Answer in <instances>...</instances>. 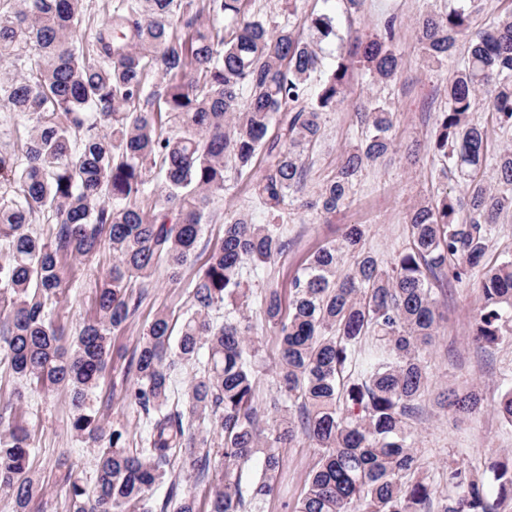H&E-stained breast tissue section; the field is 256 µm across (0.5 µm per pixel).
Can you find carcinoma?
<instances>
[{
  "label": "carcinoma",
  "instance_id": "1",
  "mask_svg": "<svg viewBox=\"0 0 512 512\" xmlns=\"http://www.w3.org/2000/svg\"><path fill=\"white\" fill-rule=\"evenodd\" d=\"M248 0H112L106 18L77 46L86 0H0V123L20 149L0 150V367L44 392L65 391L71 429L95 451L89 484L68 479L70 512H199L182 480L221 471L208 512H263L282 467L280 449L306 437L319 449L291 512H503L512 502V455L490 463L491 478L459 463L443 473L439 496L422 471L411 421L427 386L421 353L441 315L432 279L468 276L489 249L494 224L512 213V148L490 162L488 130L470 114L477 99L512 128V17L470 31L475 0L416 21L427 61L440 65L458 41L467 56L448 84L427 152L462 179L415 207L409 248L385 270L353 225L343 242L313 253L293 282L288 304L275 288L259 292L241 279L288 253L283 211L290 202L328 217L349 199L361 168L393 144V112L357 104L366 126L336 176L306 197L305 152L321 137V115L346 100L352 68L372 82L398 71L397 18L367 41L343 37L333 11L272 26L249 13ZM338 44L324 69L323 44ZM263 167L254 192L269 221L245 214L224 224L221 242L196 274L178 337L158 312L129 362L125 397L148 424L143 448L92 411L112 353V335L143 302L158 263L175 278L192 259L209 206L224 195V169ZM493 166L496 182L479 173ZM161 183L151 188L152 169ZM43 225L42 233L28 230ZM112 249V271L94 296V317L67 345L53 311L72 283L68 261ZM355 254L342 273L345 253ZM474 340H512V256L487 269ZM255 303L279 342L278 386L262 419L260 371L252 326ZM224 308V323L210 312ZM184 409L170 407L171 371L199 361ZM24 393L0 403V495L26 512L40 489L30 465L34 430ZM441 406L465 418L482 406L478 390L448 391ZM512 425V387L496 407ZM261 470L242 486V468ZM167 484L155 511L151 490Z\"/></svg>",
  "mask_w": 512,
  "mask_h": 512
}]
</instances>
